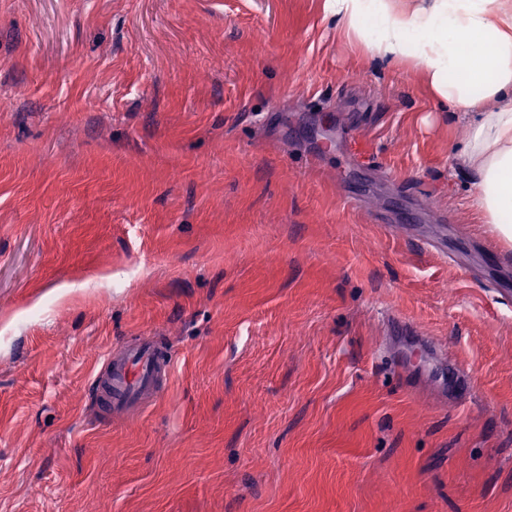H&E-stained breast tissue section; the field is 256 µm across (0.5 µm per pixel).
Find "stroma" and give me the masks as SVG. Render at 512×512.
<instances>
[{
    "label": "stroma",
    "instance_id": "1",
    "mask_svg": "<svg viewBox=\"0 0 512 512\" xmlns=\"http://www.w3.org/2000/svg\"><path fill=\"white\" fill-rule=\"evenodd\" d=\"M465 135L325 0H0V512H512ZM138 336L166 389L104 420Z\"/></svg>",
    "mask_w": 512,
    "mask_h": 512
}]
</instances>
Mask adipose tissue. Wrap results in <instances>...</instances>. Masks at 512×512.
<instances>
[{"label":"adipose tissue","mask_w":512,"mask_h":512,"mask_svg":"<svg viewBox=\"0 0 512 512\" xmlns=\"http://www.w3.org/2000/svg\"><path fill=\"white\" fill-rule=\"evenodd\" d=\"M336 29L378 62L416 70L460 112L457 153L484 223L512 244V0H326Z\"/></svg>","instance_id":"obj_1"}]
</instances>
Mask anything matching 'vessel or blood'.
<instances>
[{
	"label": "vessel or blood",
	"instance_id": "b4317fda",
	"mask_svg": "<svg viewBox=\"0 0 512 512\" xmlns=\"http://www.w3.org/2000/svg\"><path fill=\"white\" fill-rule=\"evenodd\" d=\"M171 370L170 358L153 337L139 338L106 355L91 381L94 398L110 414L125 412L155 395Z\"/></svg>",
	"mask_w": 512,
	"mask_h": 512
}]
</instances>
